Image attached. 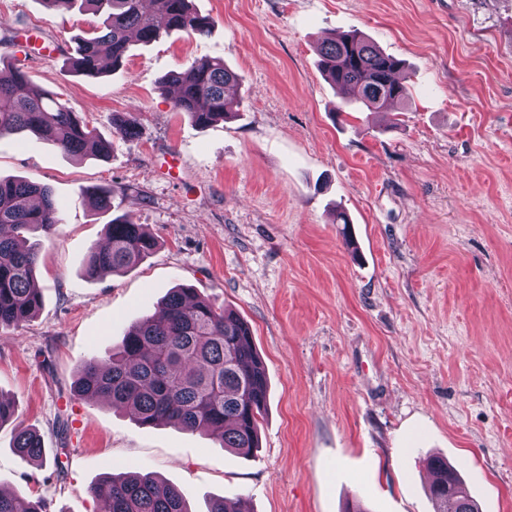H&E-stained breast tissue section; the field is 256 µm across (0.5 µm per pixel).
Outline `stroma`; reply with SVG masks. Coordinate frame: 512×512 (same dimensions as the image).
I'll return each mask as SVG.
<instances>
[{
    "mask_svg": "<svg viewBox=\"0 0 512 512\" xmlns=\"http://www.w3.org/2000/svg\"><path fill=\"white\" fill-rule=\"evenodd\" d=\"M202 37L133 42L98 79L65 70L94 17L0 0V57L112 143L73 157L0 138V176L50 188L38 233L42 305L0 328V488L46 512H100L102 478L151 472L192 512L214 496L247 512H434L426 459L460 467L481 512H512V0H194ZM358 30L405 63L386 112H340L316 48ZM218 58L243 78L239 114L208 127L175 111L167 73ZM141 130L128 142L112 120ZM112 191L96 211L89 187ZM344 211L348 224L334 223ZM155 250L89 276L111 216ZM196 289L251 327L269 400L246 458L169 424L73 394L170 289ZM42 461L13 451L16 423Z\"/></svg>",
    "mask_w": 512,
    "mask_h": 512,
    "instance_id": "stroma-1",
    "label": "stroma"
}]
</instances>
